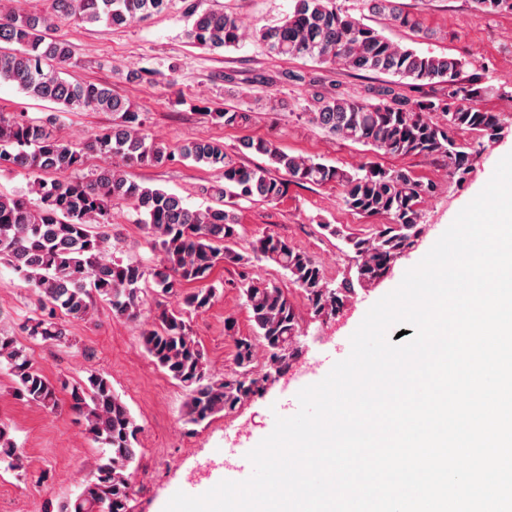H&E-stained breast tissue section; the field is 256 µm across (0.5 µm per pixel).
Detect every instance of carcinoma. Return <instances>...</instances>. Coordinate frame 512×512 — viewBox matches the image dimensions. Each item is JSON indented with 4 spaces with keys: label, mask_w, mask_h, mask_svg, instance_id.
Segmentation results:
<instances>
[{
    "label": "carcinoma",
    "mask_w": 512,
    "mask_h": 512,
    "mask_svg": "<svg viewBox=\"0 0 512 512\" xmlns=\"http://www.w3.org/2000/svg\"><path fill=\"white\" fill-rule=\"evenodd\" d=\"M190 21L187 37L208 50L235 47L251 37L271 55L331 63L348 72L390 75L423 85L444 86L441 96L412 99L389 84L367 87L362 97L342 91L321 94L309 121L341 140L364 143L383 155L440 161L459 185L472 172L470 146L456 134L476 132L489 143L500 135L498 113L481 100L498 93L476 75L462 76L464 63L449 56L421 55L395 44L376 29L343 13L335 0H294L291 13L278 25L246 34L232 13L186 0ZM369 13L387 24L417 29L418 19L399 0H363ZM166 0H53L51 15L0 8V82L14 84L26 95L54 102L60 108L42 118L23 112H0V167L18 168L28 178L27 189L0 195V264L27 282L36 295L34 316L19 324L20 333L34 342L70 343L65 319L86 317L98 301L114 315L130 320L149 312L152 327L141 333L153 362L178 381L187 395L183 419L199 425L222 412H231L264 390L268 375L254 371L259 352L269 359L285 353L281 366L300 354L299 315L275 282L244 279L239 290L253 322L254 335L239 336L234 321L224 323L233 338L236 370L222 377L205 369V354L182 311L168 309L160 298L182 294L183 311L211 308L217 288L211 284L219 263L246 261L236 250L239 233L230 207L239 201L273 203L288 185L334 183L342 202L363 217L385 216L370 236L346 234L332 224L321 229L340 238L352 259L360 283L373 284L386 272V263L405 256L423 225L421 203L434 185L404 169L369 163L355 171L288 154L272 139L249 136L236 151L224 143L199 140L174 153L155 144L144 132V118L112 88L67 80L63 70L73 66L71 44L50 32L57 17L81 23L121 27L160 12ZM474 15L512 13V0H471ZM81 107L112 113V126L80 143L56 134L62 116ZM210 116L226 127H245L249 112L226 109ZM256 154L267 164L245 165L238 155ZM91 155L119 158L106 167L83 173ZM190 159L217 173L204 188L213 204L192 209L177 195L136 181L129 169L161 167ZM282 171L285 177L272 175ZM127 203L159 259L151 267L138 262L107 260L112 203ZM252 258L281 268L304 294L311 313L331 317L347 301L352 280L330 287L321 264L287 240L268 234L251 244ZM186 285L192 286L187 292ZM16 385L17 396L55 410L60 395H69L85 430L103 445L102 456L81 485L79 494L63 502L59 512H128L132 494L131 464L136 459V426L112 382L99 373L69 385L50 379L37 367L15 337L0 334V370ZM16 469L21 456L0 422V462Z\"/></svg>",
    "instance_id": "obj_1"
}]
</instances>
